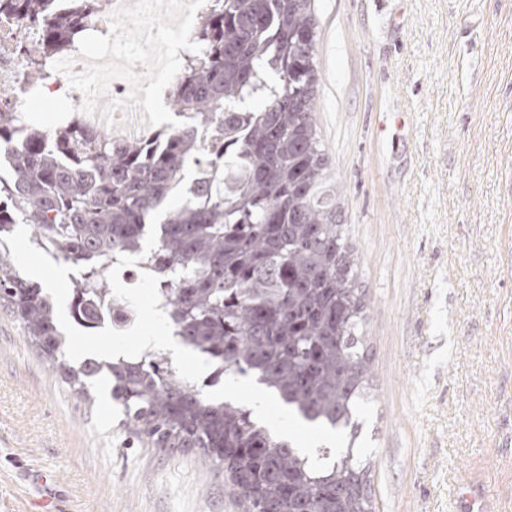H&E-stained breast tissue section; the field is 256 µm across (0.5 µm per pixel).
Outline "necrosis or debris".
<instances>
[{"label":"necrosis or debris","mask_w":512,"mask_h":512,"mask_svg":"<svg viewBox=\"0 0 512 512\" xmlns=\"http://www.w3.org/2000/svg\"><path fill=\"white\" fill-rule=\"evenodd\" d=\"M180 12L199 15L210 7V0H180L171 5L170 0H147L145 7L130 6L127 0H105L103 10L90 16V26L81 41L55 55L50 64L51 81L37 82L29 77V62L37 54L40 42L32 22L18 14L0 11V86L11 87L13 96L8 102L11 111L19 113L26 100L53 95L67 99L71 108L82 117L83 126L99 139L115 144L141 141L157 145L160 133L150 130L144 120L150 106L141 95H127L126 86L142 79L140 28H151L156 45L175 53L176 44L168 40V28L160 20L172 8ZM122 24V41H106L105 36L115 24ZM122 53V64L116 82L104 85L95 83L92 60L111 62L115 53ZM112 101L109 119H101L99 99Z\"/></svg>","instance_id":"1"}]
</instances>
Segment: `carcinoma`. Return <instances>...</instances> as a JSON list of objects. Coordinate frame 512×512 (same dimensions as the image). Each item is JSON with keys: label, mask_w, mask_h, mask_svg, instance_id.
<instances>
[{"label": "carcinoma", "mask_w": 512, "mask_h": 512, "mask_svg": "<svg viewBox=\"0 0 512 512\" xmlns=\"http://www.w3.org/2000/svg\"><path fill=\"white\" fill-rule=\"evenodd\" d=\"M312 0H212L193 30L170 90L182 128L151 149L115 151L89 139L77 119L47 135L24 126L0 182V238L18 223L31 244L86 266L72 281L69 315L82 328L126 312L107 274L127 249L148 253L146 276L161 288L173 336L224 372L252 376L307 423L348 438L326 467L272 435L251 411L212 399L148 351L62 361L70 337L52 298L0 251V305L74 396L92 404L103 374L123 423L156 448H200L224 466L247 512H375L369 459L354 448L367 402L371 354L354 251L327 183L316 132L318 25ZM5 9L44 25L30 74L45 77L51 55L83 35L84 5L56 15L51 0H6ZM220 128V158L167 210L186 169L199 164L196 133ZM215 448L241 452L220 458Z\"/></svg>", "instance_id": "cac0c4a2"}]
</instances>
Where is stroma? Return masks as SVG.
Segmentation results:
<instances>
[{
    "label": "stroma",
    "mask_w": 512,
    "mask_h": 512,
    "mask_svg": "<svg viewBox=\"0 0 512 512\" xmlns=\"http://www.w3.org/2000/svg\"><path fill=\"white\" fill-rule=\"evenodd\" d=\"M315 124L357 255L371 350L358 444L376 512H457L482 487L512 512V0H314ZM6 241L21 273L75 266ZM82 334L76 366L164 322ZM243 512L197 448H153L109 397L74 398L0 308V512Z\"/></svg>",
    "instance_id": "35a3bbf8"
}]
</instances>
